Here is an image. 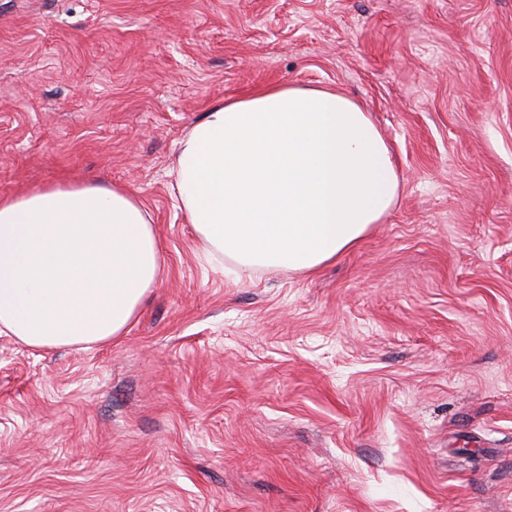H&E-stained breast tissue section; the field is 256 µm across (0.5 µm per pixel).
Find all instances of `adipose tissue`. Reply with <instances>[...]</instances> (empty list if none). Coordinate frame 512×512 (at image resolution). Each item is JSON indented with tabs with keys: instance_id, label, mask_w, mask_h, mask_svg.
Returning a JSON list of instances; mask_svg holds the SVG:
<instances>
[{
	"instance_id": "1",
	"label": "adipose tissue",
	"mask_w": 512,
	"mask_h": 512,
	"mask_svg": "<svg viewBox=\"0 0 512 512\" xmlns=\"http://www.w3.org/2000/svg\"><path fill=\"white\" fill-rule=\"evenodd\" d=\"M206 260L316 273L395 204L400 180L367 112L332 90L270 86L216 103L170 171ZM164 259L124 185L0 195V335L32 349L125 335Z\"/></svg>"
}]
</instances>
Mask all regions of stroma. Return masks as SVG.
I'll use <instances>...</instances> for the list:
<instances>
[{
    "mask_svg": "<svg viewBox=\"0 0 512 512\" xmlns=\"http://www.w3.org/2000/svg\"><path fill=\"white\" fill-rule=\"evenodd\" d=\"M326 87L400 198L312 276L199 255L208 109ZM121 183L165 269L129 331L0 336V512H512V0H0V194Z\"/></svg>",
    "mask_w": 512,
    "mask_h": 512,
    "instance_id": "stroma-1",
    "label": "stroma"
}]
</instances>
